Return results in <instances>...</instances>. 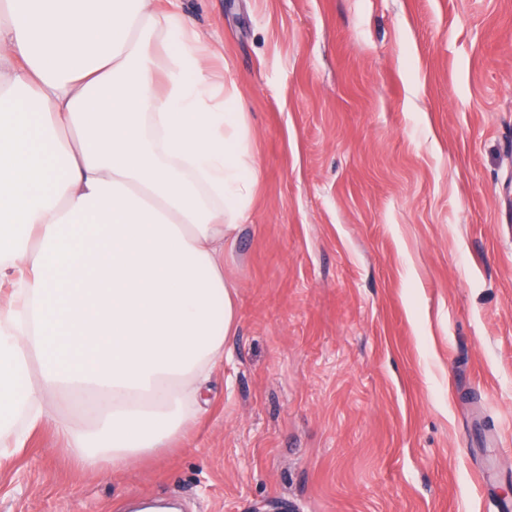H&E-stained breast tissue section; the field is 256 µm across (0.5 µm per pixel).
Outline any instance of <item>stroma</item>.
Returning <instances> with one entry per match:
<instances>
[{
    "label": "stroma",
    "instance_id": "1",
    "mask_svg": "<svg viewBox=\"0 0 512 512\" xmlns=\"http://www.w3.org/2000/svg\"><path fill=\"white\" fill-rule=\"evenodd\" d=\"M259 174L209 412L115 472L52 425L0 512H499L512 484V0H178Z\"/></svg>",
    "mask_w": 512,
    "mask_h": 512
}]
</instances>
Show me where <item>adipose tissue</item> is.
<instances>
[{
	"instance_id": "adipose-tissue-1",
	"label": "adipose tissue",
	"mask_w": 512,
	"mask_h": 512,
	"mask_svg": "<svg viewBox=\"0 0 512 512\" xmlns=\"http://www.w3.org/2000/svg\"><path fill=\"white\" fill-rule=\"evenodd\" d=\"M206 54L164 0H0V460L50 421L120 472L205 413L258 178Z\"/></svg>"
}]
</instances>
